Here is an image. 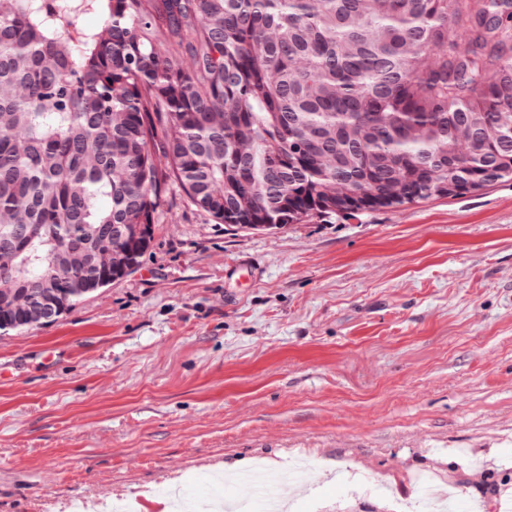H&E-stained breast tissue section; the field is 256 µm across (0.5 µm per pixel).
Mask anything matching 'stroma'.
<instances>
[{
  "instance_id": "1",
  "label": "stroma",
  "mask_w": 512,
  "mask_h": 512,
  "mask_svg": "<svg viewBox=\"0 0 512 512\" xmlns=\"http://www.w3.org/2000/svg\"><path fill=\"white\" fill-rule=\"evenodd\" d=\"M292 460L291 512H397L425 476L512 512V180L279 229L172 186L127 275L0 330V512H170Z\"/></svg>"
}]
</instances>
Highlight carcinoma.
<instances>
[{"mask_svg": "<svg viewBox=\"0 0 512 512\" xmlns=\"http://www.w3.org/2000/svg\"><path fill=\"white\" fill-rule=\"evenodd\" d=\"M511 58L509 0H0V86L16 90L0 95V278L157 223L172 183L219 223L279 228L338 216L335 174L382 192L372 154L395 149L398 204L428 199L451 167L512 159V134L484 136L512 114ZM460 124L477 137L465 158ZM326 153L334 173L315 166ZM61 283L64 312L102 281Z\"/></svg>", "mask_w": 512, "mask_h": 512, "instance_id": "obj_1", "label": "carcinoma"}]
</instances>
